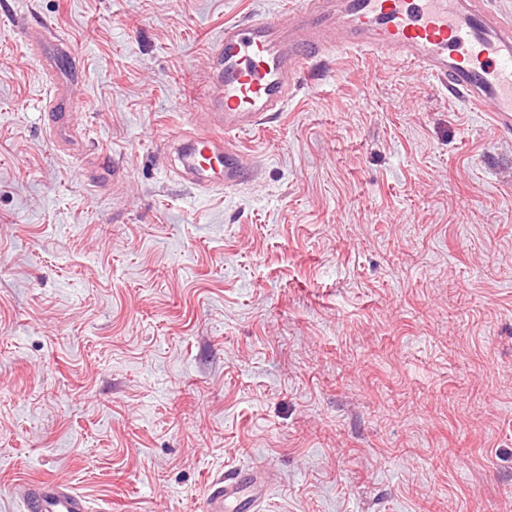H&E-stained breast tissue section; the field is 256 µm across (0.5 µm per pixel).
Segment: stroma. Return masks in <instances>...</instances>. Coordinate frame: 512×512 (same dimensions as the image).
<instances>
[{
  "label": "stroma",
  "mask_w": 512,
  "mask_h": 512,
  "mask_svg": "<svg viewBox=\"0 0 512 512\" xmlns=\"http://www.w3.org/2000/svg\"><path fill=\"white\" fill-rule=\"evenodd\" d=\"M298 2L0 0V512H200L243 465L261 512H512V131L351 54L237 137L255 180L173 154L225 23ZM21 12L84 74L73 142ZM19 499L26 512H89L87 500L61 480L25 482Z\"/></svg>",
  "instance_id": "obj_1"
}]
</instances>
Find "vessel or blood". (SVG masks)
Returning <instances> with one entry per match:
<instances>
[{
	"mask_svg": "<svg viewBox=\"0 0 512 512\" xmlns=\"http://www.w3.org/2000/svg\"><path fill=\"white\" fill-rule=\"evenodd\" d=\"M28 44L48 48L56 65L69 62L53 27L22 25ZM362 52L409 61L461 97L489 112L497 129L512 130V22L481 0H301L289 20L245 17L226 24L212 53L205 119L189 135L185 161L211 176L206 189L230 190L255 176L235 144L284 111L293 75L321 57ZM274 481L270 468L232 469L206 486L202 512H258ZM25 512H90L87 500L61 480L27 482Z\"/></svg>",
	"mask_w": 512,
	"mask_h": 512,
	"instance_id": "1",
	"label": "vessel or blood"
}]
</instances>
